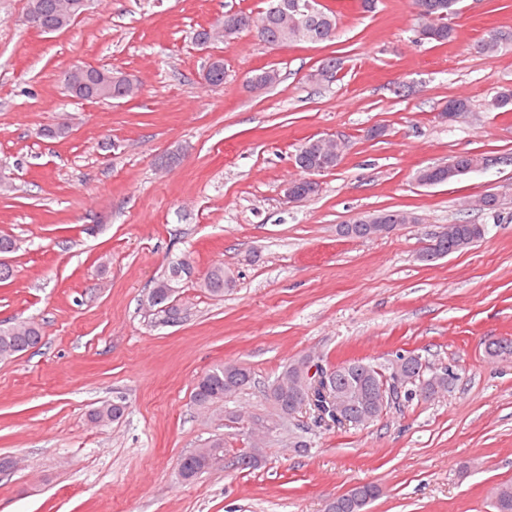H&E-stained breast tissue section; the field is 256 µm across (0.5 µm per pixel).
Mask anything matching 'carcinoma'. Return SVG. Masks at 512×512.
<instances>
[{
    "label": "carcinoma",
    "mask_w": 512,
    "mask_h": 512,
    "mask_svg": "<svg viewBox=\"0 0 512 512\" xmlns=\"http://www.w3.org/2000/svg\"><path fill=\"white\" fill-rule=\"evenodd\" d=\"M63 0H27V10L40 18L41 32H59L75 22V18L60 13ZM288 4V13H282L280 6ZM459 0H413L414 9L426 8L428 20L434 26L433 41L444 43L450 40L455 28L452 19L460 15ZM271 21L272 27L265 31L268 37L284 36L286 43H322L336 38L338 22L336 15L317 7L316 0H267V7L255 20L260 25ZM512 49V29L497 28L486 32L475 42V49L481 55L493 57L507 49ZM492 110L512 107V87L504 86L496 91L488 103ZM328 144L336 149L329 154L317 144L309 145L299 158L301 177L314 176L335 169L343 156V148L335 141ZM483 155L464 153L459 156L458 169L450 173L436 165L430 176V185L448 184L473 172ZM362 223L343 224L340 230L354 238H368L369 224L383 218L391 224H416L419 217L410 211L381 210L360 215ZM485 231L477 224L460 222L455 224L452 234H443L434 240L435 247L431 259H437L461 250L460 241L464 238L478 242ZM195 283L208 294L224 296V291L235 286L233 274L224 269V264L214 263L206 272L199 275L194 258L181 253L170 258L162 275L153 282L146 297L148 309L159 314L163 322L176 324L184 318L183 308L176 302L178 289L187 283ZM42 341V330L34 321H22L11 326H0V361L10 360L16 355L38 346ZM313 361L301 356L283 367L278 376L266 387L264 397L271 408L270 419L273 426L292 418L295 406L304 389L314 390L315 397L308 403L318 420L336 425L354 423L365 425L364 415L370 413L378 417L386 404L378 401L373 392L374 379L381 377L378 368L362 360H350L347 367L333 373L328 384L313 388V378L308 376ZM404 370L415 379L412 387L404 391V398L415 396L430 398L448 388V373L426 376V366L418 355L407 356ZM252 383L249 368L223 363L200 376L193 389V403L200 409L209 410L223 405L224 399L247 388ZM125 405L121 402L104 403L96 408L91 417L98 423H108L121 418ZM224 467V439L217 437L208 441L199 452L184 461V479L193 480L200 474ZM379 495V488L373 484L362 487L358 496L350 492L329 499L325 509L329 512H366L367 506ZM495 512H512V484L498 486L493 492Z\"/></svg>",
    "instance_id": "1"
}]
</instances>
